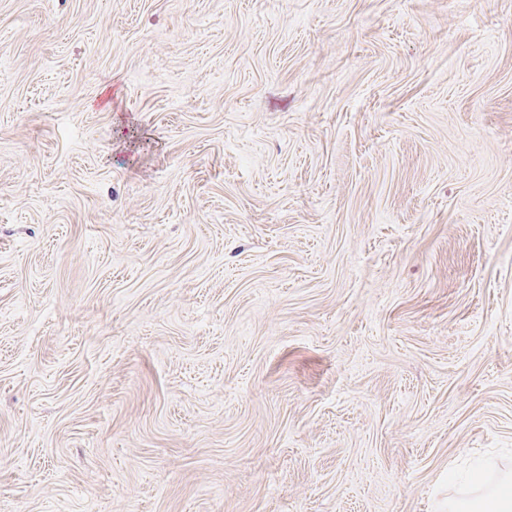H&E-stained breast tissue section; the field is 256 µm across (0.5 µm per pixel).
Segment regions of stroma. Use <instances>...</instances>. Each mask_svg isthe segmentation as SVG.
Segmentation results:
<instances>
[{"instance_id": "35a3bbf8", "label": "stroma", "mask_w": 512, "mask_h": 512, "mask_svg": "<svg viewBox=\"0 0 512 512\" xmlns=\"http://www.w3.org/2000/svg\"><path fill=\"white\" fill-rule=\"evenodd\" d=\"M512 472V0H0V512H448Z\"/></svg>"}]
</instances>
